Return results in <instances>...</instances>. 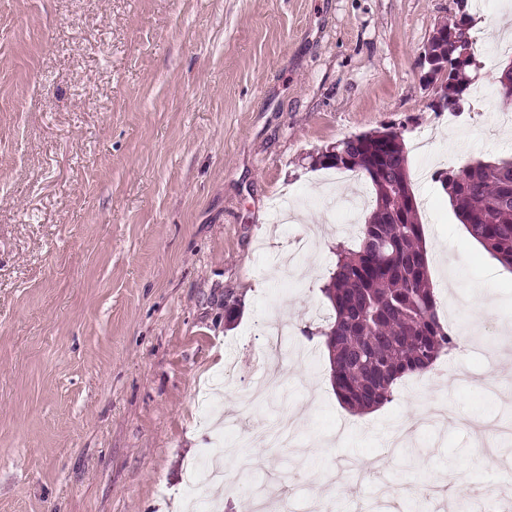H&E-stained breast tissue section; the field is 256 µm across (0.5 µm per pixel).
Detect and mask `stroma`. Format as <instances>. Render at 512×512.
Returning <instances> with one entry per match:
<instances>
[{
  "label": "stroma",
  "mask_w": 512,
  "mask_h": 512,
  "mask_svg": "<svg viewBox=\"0 0 512 512\" xmlns=\"http://www.w3.org/2000/svg\"><path fill=\"white\" fill-rule=\"evenodd\" d=\"M463 111L435 112L420 54L450 0H0V512H175L191 470L245 445L219 512L253 483L282 500L304 481L339 512L378 484L415 512L453 474L487 512L512 461L478 445L489 391L512 364V269L486 253L422 169L512 159L495 75L512 0H467ZM391 125L409 168L439 314L471 347L355 414L310 337L322 286L370 202L312 155ZM291 451L248 441L278 415Z\"/></svg>",
  "instance_id": "35a3bbf8"
}]
</instances>
